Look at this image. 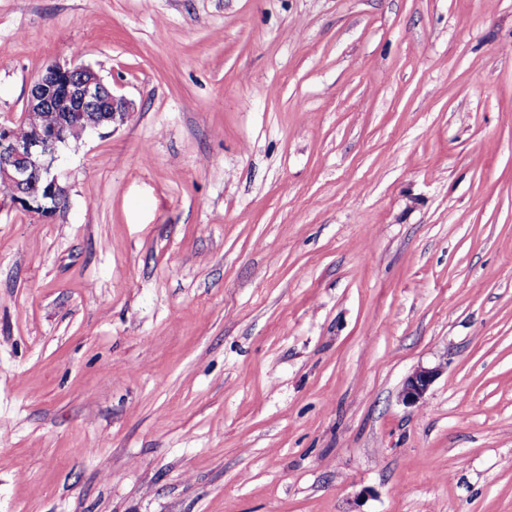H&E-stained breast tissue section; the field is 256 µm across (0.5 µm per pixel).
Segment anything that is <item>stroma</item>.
Returning <instances> with one entry per match:
<instances>
[{"instance_id": "35a3bbf8", "label": "stroma", "mask_w": 512, "mask_h": 512, "mask_svg": "<svg viewBox=\"0 0 512 512\" xmlns=\"http://www.w3.org/2000/svg\"><path fill=\"white\" fill-rule=\"evenodd\" d=\"M72 61L131 110L0 194V512H512V0H0V120ZM439 374L438 369L420 368L416 370L406 381L402 392V401L406 404L419 402L427 392L429 386Z\"/></svg>"}]
</instances>
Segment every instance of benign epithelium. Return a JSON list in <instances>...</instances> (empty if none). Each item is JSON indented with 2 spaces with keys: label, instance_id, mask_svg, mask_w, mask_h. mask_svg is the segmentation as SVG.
<instances>
[{
  "label": "benign epithelium",
  "instance_id": "7a95c632",
  "mask_svg": "<svg viewBox=\"0 0 512 512\" xmlns=\"http://www.w3.org/2000/svg\"><path fill=\"white\" fill-rule=\"evenodd\" d=\"M74 112H96V131L130 112V103L85 65L51 63L30 89L18 123L0 122V181L15 189L12 201L24 210L51 217L68 205V188L57 172L67 147ZM439 374L420 368L406 381L402 401L419 402Z\"/></svg>",
  "mask_w": 512,
  "mask_h": 512
}]
</instances>
